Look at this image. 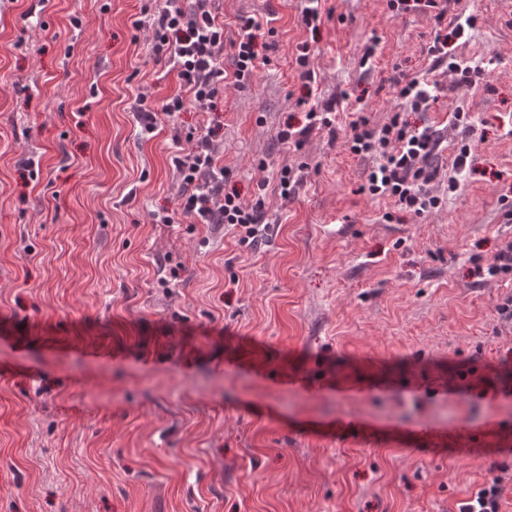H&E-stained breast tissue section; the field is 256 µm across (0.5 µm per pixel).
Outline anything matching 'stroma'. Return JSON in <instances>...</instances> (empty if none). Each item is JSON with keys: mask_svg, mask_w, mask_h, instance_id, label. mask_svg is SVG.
Returning a JSON list of instances; mask_svg holds the SVG:
<instances>
[{"mask_svg": "<svg viewBox=\"0 0 512 512\" xmlns=\"http://www.w3.org/2000/svg\"><path fill=\"white\" fill-rule=\"evenodd\" d=\"M297 5L219 0L225 41L270 20L266 65L144 139L139 97L178 87L147 57L144 0H0V512H458L494 483L512 512V272L485 273L512 241V0L441 19L324 0L314 31ZM471 15L448 41L486 72L464 91L428 48ZM421 75L438 100L405 118L439 136L430 191L470 155L418 215L364 191L374 160L348 140ZM313 108L336 124L308 128ZM203 126L265 202L254 246L178 212L171 157Z\"/></svg>", "mask_w": 512, "mask_h": 512, "instance_id": "1", "label": "stroma"}]
</instances>
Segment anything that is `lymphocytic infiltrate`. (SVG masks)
<instances>
[{
	"mask_svg": "<svg viewBox=\"0 0 512 512\" xmlns=\"http://www.w3.org/2000/svg\"><path fill=\"white\" fill-rule=\"evenodd\" d=\"M216 0H164L155 11L151 28L150 57L153 63L171 66L179 90L161 103L140 98L138 110L142 127L154 132L160 116H171L194 105L207 111L231 86L237 87L256 76L261 58L257 34L263 23L253 17L239 25L232 44L224 42V23ZM351 153L375 158L367 172L370 195L394 199L405 210L429 212L441 206L443 198L428 190L433 175L422 165L436 148L430 129H413L401 113H392L381 128H369L364 119L351 123ZM181 177L182 213L197 224H230L240 228L242 244L250 246L266 228L264 202L244 204L226 183L227 172L220 166L211 138L205 134L189 137L185 148L172 158Z\"/></svg>",
	"mask_w": 512,
	"mask_h": 512,
	"instance_id": "1",
	"label": "lymphocytic infiltrate"
}]
</instances>
